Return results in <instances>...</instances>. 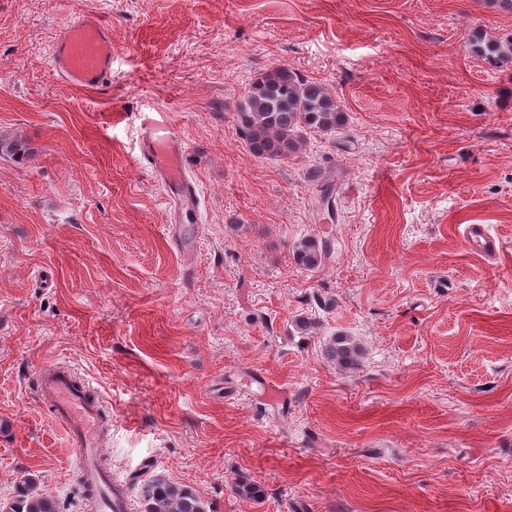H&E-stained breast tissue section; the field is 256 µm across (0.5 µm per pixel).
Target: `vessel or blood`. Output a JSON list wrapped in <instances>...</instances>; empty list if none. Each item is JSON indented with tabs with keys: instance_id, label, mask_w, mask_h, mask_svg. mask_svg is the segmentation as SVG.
<instances>
[{
	"instance_id": "b4317fda",
	"label": "vessel or blood",
	"mask_w": 512,
	"mask_h": 512,
	"mask_svg": "<svg viewBox=\"0 0 512 512\" xmlns=\"http://www.w3.org/2000/svg\"><path fill=\"white\" fill-rule=\"evenodd\" d=\"M52 65L64 80L82 88L96 89L112 76V32L98 18L88 17L69 26L55 41ZM142 155L156 174L160 186L172 199L182 223L194 224L199 216V198L185 174V146L168 117L162 112L139 116ZM467 243L478 253L493 256L500 242L482 225L464 227ZM39 398L52 408L79 453L78 477L91 494L95 512H130L126 485L94 459L101 444L103 414L98 399L77 380L66 365L42 368L37 386Z\"/></svg>"
}]
</instances>
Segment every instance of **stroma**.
Listing matches in <instances>:
<instances>
[{
  "label": "stroma",
  "mask_w": 512,
  "mask_h": 512,
  "mask_svg": "<svg viewBox=\"0 0 512 512\" xmlns=\"http://www.w3.org/2000/svg\"><path fill=\"white\" fill-rule=\"evenodd\" d=\"M112 29V81L63 80L69 24ZM512 36L485 0H0V503L35 480L88 512L37 398L70 366L101 458L211 512H512ZM285 66L344 114L257 158L237 112ZM168 113L200 197L179 223L137 115ZM330 205H322L323 186ZM481 224L501 242L465 241ZM325 240L313 270L293 247ZM362 350L337 367L326 345ZM260 484L244 500L235 484ZM471 50L486 59L493 60L498 64L512 63V37L506 42L488 41L483 42L479 36L471 41ZM463 235L473 249L485 256H495L501 249L500 242L491 237L481 224H468Z\"/></svg>",
  "instance_id": "35a3bbf8"
}]
</instances>
